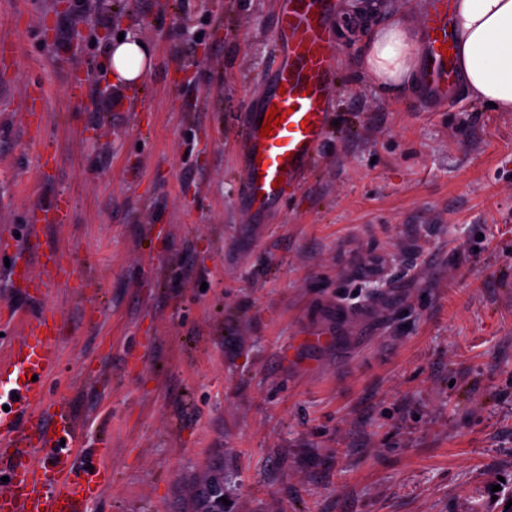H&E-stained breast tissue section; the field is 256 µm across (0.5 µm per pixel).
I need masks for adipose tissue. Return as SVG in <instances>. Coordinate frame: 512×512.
Instances as JSON below:
<instances>
[{
  "mask_svg": "<svg viewBox=\"0 0 512 512\" xmlns=\"http://www.w3.org/2000/svg\"><path fill=\"white\" fill-rule=\"evenodd\" d=\"M454 41L462 89L512 112V0H452ZM424 50L420 17L397 15L370 24L358 58L360 72L386 94L421 90ZM151 46L126 38L108 46L109 72L119 83L140 82L152 68Z\"/></svg>",
  "mask_w": 512,
  "mask_h": 512,
  "instance_id": "obj_1",
  "label": "adipose tissue"
}]
</instances>
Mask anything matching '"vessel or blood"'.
Segmentation results:
<instances>
[{"mask_svg": "<svg viewBox=\"0 0 512 512\" xmlns=\"http://www.w3.org/2000/svg\"><path fill=\"white\" fill-rule=\"evenodd\" d=\"M450 0H431L421 17L425 43L424 85L430 98L443 99L449 84L458 82L454 57L444 44L453 40ZM335 0H281L271 66L261 92L247 98L235 120L240 128L237 163L240 200L253 218L279 210L304 184L317 162L333 117L336 64L332 41ZM284 121L273 136L260 128L270 108ZM68 208L54 198L32 210L30 227L62 224ZM35 260L42 268L37 279L21 272L28 299L37 301L48 289L68 285L77 277L70 258L50 246L39 247ZM61 327L52 311L41 308L26 319L22 338L8 360L0 362V473L10 489L0 494V512H86L111 469L94 466L89 477L75 475L72 460L79 429L64 405H50L46 378L58 363ZM44 449L41 465L27 460L28 447Z\"/></svg>", "mask_w": 512, "mask_h": 512, "instance_id": "b4317fda", "label": "vessel or blood"}]
</instances>
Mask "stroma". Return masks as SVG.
Wrapping results in <instances>:
<instances>
[{
    "label": "stroma",
    "mask_w": 512,
    "mask_h": 512,
    "mask_svg": "<svg viewBox=\"0 0 512 512\" xmlns=\"http://www.w3.org/2000/svg\"><path fill=\"white\" fill-rule=\"evenodd\" d=\"M277 3L103 0L101 25L84 0H0V361L38 305L65 324L46 387L81 424L75 469L111 447L89 512H180L219 460L232 512H506L512 112L381 92L357 70L356 20L418 0H337V123L307 184L253 222L234 115ZM122 34L155 59L104 110L93 90ZM57 196L68 220L40 235L89 285L34 303L16 272L30 210ZM340 308L355 316L334 343H307Z\"/></svg>",
    "instance_id": "35a3bbf8"
}]
</instances>
